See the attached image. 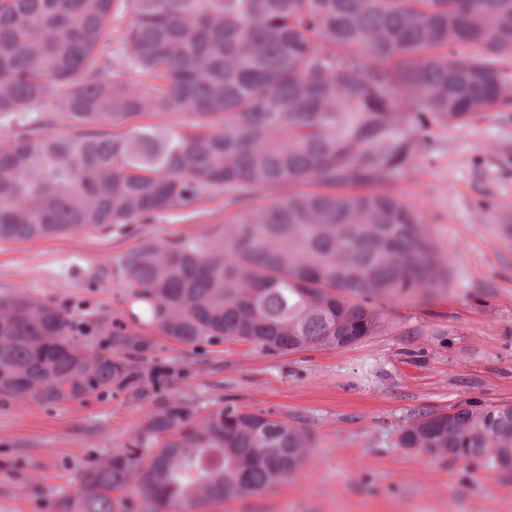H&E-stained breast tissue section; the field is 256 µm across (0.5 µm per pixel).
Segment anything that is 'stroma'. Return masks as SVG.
Segmentation results:
<instances>
[{"label":"stroma","instance_id":"35a3bbf8","mask_svg":"<svg viewBox=\"0 0 512 512\" xmlns=\"http://www.w3.org/2000/svg\"><path fill=\"white\" fill-rule=\"evenodd\" d=\"M397 192L425 214L449 260L446 288L387 303L383 328L341 349L268 353L240 340L192 346L155 336L182 366L179 395L274 413L304 431L296 477L207 512H512V471L399 444L425 410L512 404V112L437 130ZM224 197L134 224L0 241V293L27 288L76 321L124 309L103 266L143 240H214ZM143 418L133 394L39 407L0 401V512H56L79 475L123 447Z\"/></svg>","mask_w":512,"mask_h":512}]
</instances>
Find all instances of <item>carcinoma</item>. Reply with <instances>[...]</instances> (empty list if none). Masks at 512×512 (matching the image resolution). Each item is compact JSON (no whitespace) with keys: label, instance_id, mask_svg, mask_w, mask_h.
<instances>
[{"label":"carcinoma","instance_id":"carcinoma-1","mask_svg":"<svg viewBox=\"0 0 512 512\" xmlns=\"http://www.w3.org/2000/svg\"><path fill=\"white\" fill-rule=\"evenodd\" d=\"M508 57L512 0H0V120L32 115L0 142V240L218 193L240 206L216 243L122 255L120 318L78 328L25 288L0 293V399L132 391L146 406L59 512H192L295 477L304 433L181 399L185 372L154 357L146 328L339 349L378 333L387 302L447 287V256L395 187L436 129L512 108ZM399 445L511 471L512 404L422 412Z\"/></svg>","mask_w":512,"mask_h":512}]
</instances>
